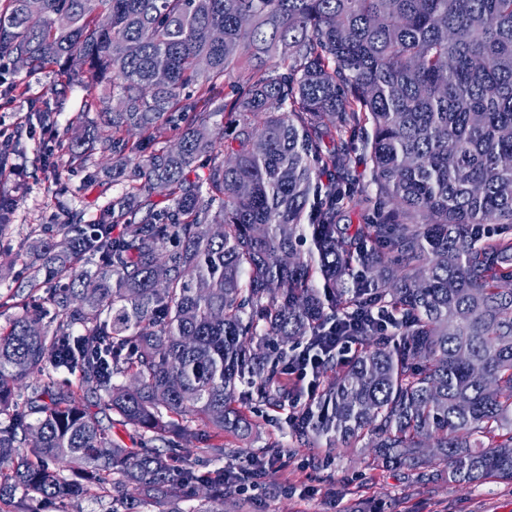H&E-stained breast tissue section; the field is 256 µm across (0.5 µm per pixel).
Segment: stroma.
<instances>
[{
	"instance_id": "1",
	"label": "stroma",
	"mask_w": 512,
	"mask_h": 512,
	"mask_svg": "<svg viewBox=\"0 0 512 512\" xmlns=\"http://www.w3.org/2000/svg\"><path fill=\"white\" fill-rule=\"evenodd\" d=\"M0 140L24 136L19 150L0 168V197L9 202L0 211V256L10 266L0 269V327L19 315L12 295L25 287L29 270L39 265L36 252H22L33 231L43 224H62L67 211H79L85 221L95 219L122 183H110L105 162L92 156L86 165L70 164L57 147L58 133H84L82 85L61 86L53 70L27 72L0 61ZM55 113V128L43 126L38 115ZM257 428L230 448L225 464H238L266 439L281 442L263 477L241 484L245 512H512V484L495 478L477 484H455L444 475H426L407 467L374 465L367 451L352 448L292 447L288 413L257 407Z\"/></svg>"
}]
</instances>
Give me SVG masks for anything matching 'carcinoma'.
Masks as SVG:
<instances>
[{
  "mask_svg": "<svg viewBox=\"0 0 512 512\" xmlns=\"http://www.w3.org/2000/svg\"><path fill=\"white\" fill-rule=\"evenodd\" d=\"M21 55L85 85L91 150L133 183L42 233L29 294L66 285L0 329V512L18 493L224 512L234 482L184 469L176 438L201 421L224 456L252 405L288 407V359L333 323L354 356L323 357L296 447L512 482V0H41L37 20L4 0L0 58ZM356 140L376 196L350 231Z\"/></svg>",
  "mask_w": 512,
  "mask_h": 512,
  "instance_id": "obj_1",
  "label": "carcinoma"
}]
</instances>
